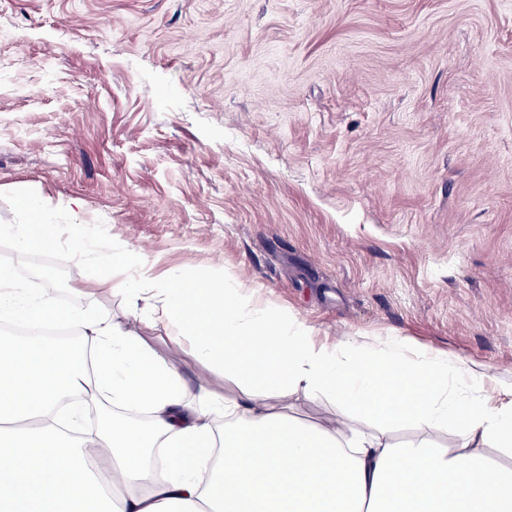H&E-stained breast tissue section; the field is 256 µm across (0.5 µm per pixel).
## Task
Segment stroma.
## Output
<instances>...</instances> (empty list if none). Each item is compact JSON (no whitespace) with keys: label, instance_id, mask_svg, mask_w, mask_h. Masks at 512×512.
Wrapping results in <instances>:
<instances>
[{"label":"stroma","instance_id":"stroma-1","mask_svg":"<svg viewBox=\"0 0 512 512\" xmlns=\"http://www.w3.org/2000/svg\"><path fill=\"white\" fill-rule=\"evenodd\" d=\"M0 226L38 195L76 223L61 297L186 379L231 375L134 320L99 236L260 290L328 339L419 348L512 384V0H0ZM105 288L82 293L94 274ZM311 424L362 417L297 392Z\"/></svg>","mask_w":512,"mask_h":512}]
</instances>
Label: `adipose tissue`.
Segmentation results:
<instances>
[{
	"label": "adipose tissue",
	"instance_id": "ef3b65f1",
	"mask_svg": "<svg viewBox=\"0 0 512 512\" xmlns=\"http://www.w3.org/2000/svg\"><path fill=\"white\" fill-rule=\"evenodd\" d=\"M18 206V249L53 248L69 230L35 195ZM126 293L133 316L228 369L242 399L192 385L112 320L58 313L54 294L30 293L1 268V317L62 320L81 343L0 336V512H512V463L488 456L512 447V386L487 395L481 363L403 336L380 348L323 342L257 295L178 268L141 273ZM300 390L427 434L398 445L381 430L309 425L270 407ZM102 397L118 414L75 436ZM451 427L461 446H436Z\"/></svg>",
	"mask_w": 512,
	"mask_h": 512
}]
</instances>
